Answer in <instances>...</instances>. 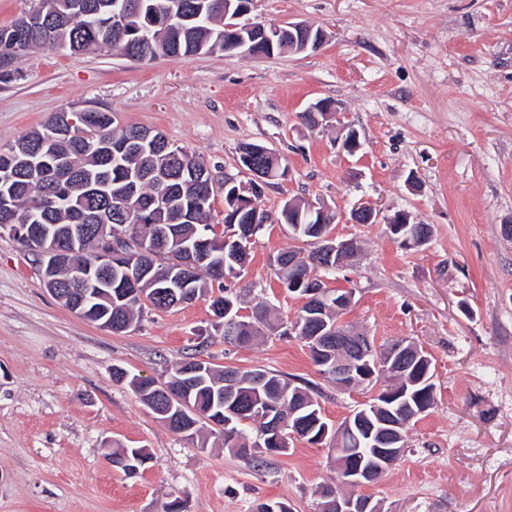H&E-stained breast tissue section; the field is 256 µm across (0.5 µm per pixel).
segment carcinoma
<instances>
[{
  "label": "carcinoma",
  "mask_w": 512,
  "mask_h": 512,
  "mask_svg": "<svg viewBox=\"0 0 512 512\" xmlns=\"http://www.w3.org/2000/svg\"><path fill=\"white\" fill-rule=\"evenodd\" d=\"M73 0H40L47 33L29 35V48L68 49L76 52L92 42L96 35L89 18L109 15L125 7L127 0H81L78 10L71 8ZM170 0H134L129 13L126 31L112 36L109 49L138 62L151 61L160 56L179 57L220 51L223 53L255 54L266 50L264 42L252 39L251 33L237 34L227 30L224 19V0H181L184 20L174 25L167 39L160 46L139 44L136 32L150 19L163 11ZM51 120L18 139L5 149H0V211L10 206L21 219L26 214L24 205H32V224H55L62 229L68 224H86L88 217L102 208L112 211V230L125 235L124 245L142 254L147 250L155 259L154 269L139 281L138 292L123 287V277L112 278V301L100 302L101 312L87 315L85 320L103 325L112 324V332L122 333L131 329L140 319L143 310L151 307L166 311L174 307V301L165 296L168 283L185 287L184 296L198 299L209 294L208 281H219V297L210 303L238 307L241 297L231 282L241 276L246 266L252 242L249 237L265 229L263 220L270 219L258 204L239 212L236 224L219 232L213 228L211 203L215 193L202 195L201 185L208 181L202 177L207 165L181 148H166L149 142L136 152L112 157V140L131 136L141 130L139 126L116 128L112 113L106 112V121L95 127L94 137L106 142L97 151L88 152L74 137H57L46 146L44 141ZM288 166L287 160L273 153L252 156L255 168L264 172L277 165ZM165 198L172 206L185 209L187 220L175 225L177 238L166 242L156 238L151 229L139 223L138 212L148 205L156 209V221H168L167 208L159 207V199ZM317 217L301 213L299 223L290 225L293 238L313 246L309 262L296 259V251L288 248L277 257L283 284L296 282L304 289L320 285V280L310 275L314 266L327 272L336 270V258L321 252L315 245L319 225ZM207 241L208 249L219 256L224 272L219 274L213 266L199 265L182 255L179 246H196L197 241ZM95 238L86 237L69 255L70 266L80 267L95 260L92 251ZM214 327L222 331L224 343L244 346L275 333L280 319L274 308L260 302L253 308V324L229 330L228 316L213 311ZM298 330L296 336L305 341L310 358L321 368L326 378L329 370L317 358L311 337L308 311L301 308L290 323ZM426 375V365L416 355L405 358L404 372L376 370L375 380L389 379L394 386L406 384L410 379ZM117 382L127 383L139 400L151 406L156 391L168 388L176 392L170 414L155 415L161 423L177 418L179 426L168 429L188 439H202L206 433L219 434L224 447L239 448V455H249L248 449H277L288 451L290 444L303 441L310 445L320 444L319 435L326 421L321 406L309 389L292 384L264 369L240 370L230 366H216L206 360L187 357L179 362L167 380L158 382L139 374H132L122 367L113 369ZM402 404L395 405L407 415L410 410L436 400L435 393L426 386H418L406 396ZM366 432L361 427L345 428L337 442V458L349 459L366 447ZM151 460L146 448L112 449V468L127 476L137 473Z\"/></svg>",
  "instance_id": "cac0c4a2"
}]
</instances>
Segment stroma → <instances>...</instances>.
<instances>
[{
  "mask_svg": "<svg viewBox=\"0 0 512 512\" xmlns=\"http://www.w3.org/2000/svg\"><path fill=\"white\" fill-rule=\"evenodd\" d=\"M253 20L322 28L316 51L135 62L106 50H33L0 81V146L62 111L105 108L115 124L157 130L201 157L216 181L247 182L239 148L257 143L288 161L262 209L291 199L349 214L360 202L432 227L420 249L385 224H335L357 240L354 266L324 275L355 289L347 319L376 342H415L430 356L437 405L411 426L402 458L370 492L384 512H512V0H254ZM318 99L339 118L308 127ZM359 134L341 150L343 128ZM288 227L257 235L234 288L245 308L273 304L293 321L301 299L276 257ZM208 299L145 309L115 334L67 309L46 288L41 259L0 232V512H255L280 501L318 512V486L336 480L328 447L287 454L206 447L155 419L113 367L156 380L199 349L221 366L262 368L310 387L329 424L369 401L337 391L304 342L276 336L225 345ZM146 447L136 476L113 470V448Z\"/></svg>",
  "mask_w": 512,
  "mask_h": 512,
  "instance_id": "obj_1",
  "label": "stroma"
}]
</instances>
